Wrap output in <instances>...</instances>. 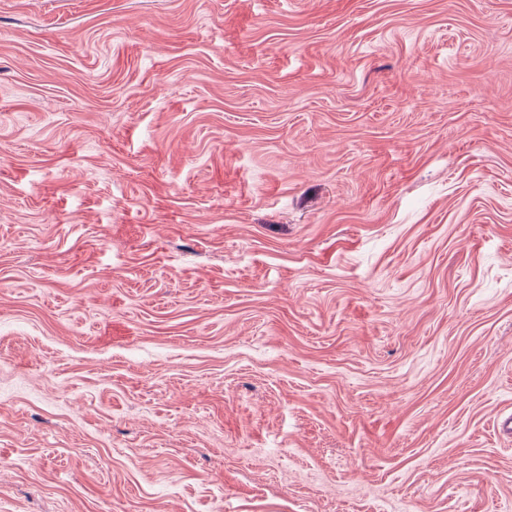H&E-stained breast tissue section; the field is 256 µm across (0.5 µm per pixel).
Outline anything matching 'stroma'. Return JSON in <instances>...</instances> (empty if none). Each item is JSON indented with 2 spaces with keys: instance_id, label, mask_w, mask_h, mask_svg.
I'll return each instance as SVG.
<instances>
[{
  "instance_id": "35a3bbf8",
  "label": "stroma",
  "mask_w": 512,
  "mask_h": 512,
  "mask_svg": "<svg viewBox=\"0 0 512 512\" xmlns=\"http://www.w3.org/2000/svg\"><path fill=\"white\" fill-rule=\"evenodd\" d=\"M512 0H0V512H512Z\"/></svg>"
}]
</instances>
